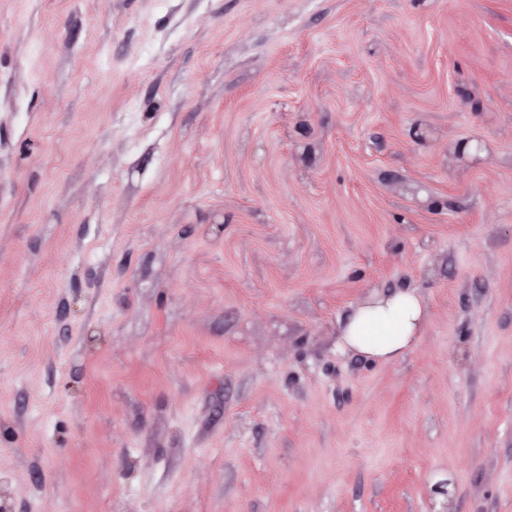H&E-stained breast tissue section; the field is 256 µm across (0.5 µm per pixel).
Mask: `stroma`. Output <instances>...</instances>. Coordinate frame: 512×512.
Listing matches in <instances>:
<instances>
[{"mask_svg":"<svg viewBox=\"0 0 512 512\" xmlns=\"http://www.w3.org/2000/svg\"><path fill=\"white\" fill-rule=\"evenodd\" d=\"M0 512H512V0H0ZM427 315L416 289L375 292L353 305L339 333L345 349L371 361L391 363L413 348Z\"/></svg>","mask_w":512,"mask_h":512,"instance_id":"obj_1","label":"stroma"}]
</instances>
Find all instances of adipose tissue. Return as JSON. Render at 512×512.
<instances>
[{
	"instance_id": "adipose-tissue-1",
	"label": "adipose tissue",
	"mask_w": 512,
	"mask_h": 512,
	"mask_svg": "<svg viewBox=\"0 0 512 512\" xmlns=\"http://www.w3.org/2000/svg\"><path fill=\"white\" fill-rule=\"evenodd\" d=\"M427 315L416 289L376 292L353 305L339 333L345 349L378 363H391L413 348Z\"/></svg>"
}]
</instances>
